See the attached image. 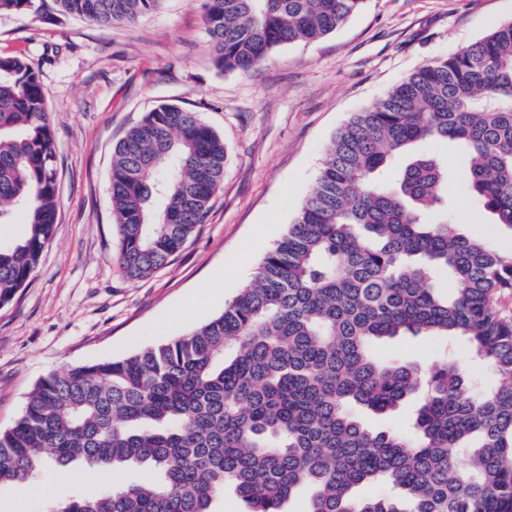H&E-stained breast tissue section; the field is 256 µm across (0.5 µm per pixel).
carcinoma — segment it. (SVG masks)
<instances>
[{"label": "carcinoma", "mask_w": 512, "mask_h": 512, "mask_svg": "<svg viewBox=\"0 0 512 512\" xmlns=\"http://www.w3.org/2000/svg\"><path fill=\"white\" fill-rule=\"evenodd\" d=\"M103 27L132 24L161 0H53ZM363 0H202L215 67L248 71L277 47L335 32ZM39 10L0 0L1 12ZM466 156L464 195L512 231V22L424 64L334 134L315 183L253 279L182 336L122 358L54 372L0 430V486L48 468L117 473L96 495L52 512H218L232 487L248 512H512V252L456 231L444 196L448 160ZM55 135L38 73L0 56V307L35 272L57 222ZM410 160L392 180L391 159ZM224 140L198 113L161 105L112 156L120 267L132 280L168 265L224 181ZM446 278L459 288L440 291ZM398 336L461 337L495 383L457 368L384 359ZM425 397L409 433L376 432L359 410L388 414ZM133 469L149 477L126 481ZM383 481L392 493L358 498Z\"/></svg>", "instance_id": "1"}]
</instances>
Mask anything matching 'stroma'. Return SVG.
<instances>
[{"label":"stroma","instance_id":"obj_1","mask_svg":"<svg viewBox=\"0 0 512 512\" xmlns=\"http://www.w3.org/2000/svg\"><path fill=\"white\" fill-rule=\"evenodd\" d=\"M509 21L512 0H364L336 32L224 73L213 64L201 0H162L138 22L112 28L51 10L0 13V55L24 53L37 71L58 158L54 236L30 283L0 308V429L49 373L127 356L222 312L291 223L351 115L421 65ZM163 104L199 113L223 137L224 182L205 224L168 266L129 280L118 262L112 153ZM426 151L448 157V197L459 204L461 232L511 251L512 234L464 199L460 151L443 143ZM378 352L424 364L446 358L476 381L487 379L461 338L400 336ZM110 482L104 472L49 471L0 487V512H46Z\"/></svg>","mask_w":512,"mask_h":512}]
</instances>
